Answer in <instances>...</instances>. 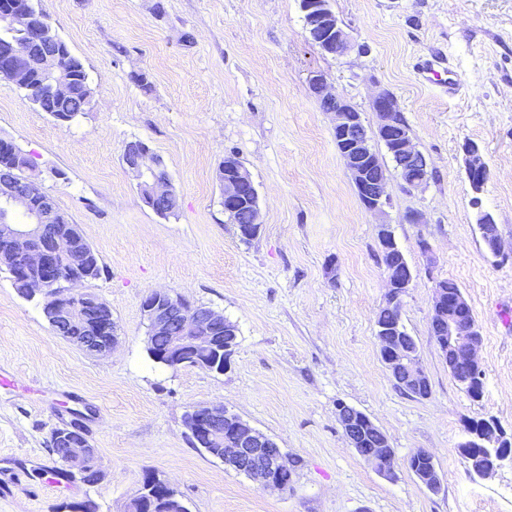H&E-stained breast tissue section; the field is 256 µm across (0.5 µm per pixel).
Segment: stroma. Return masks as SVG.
Wrapping results in <instances>:
<instances>
[{
	"label": "stroma",
	"mask_w": 512,
	"mask_h": 512,
	"mask_svg": "<svg viewBox=\"0 0 512 512\" xmlns=\"http://www.w3.org/2000/svg\"><path fill=\"white\" fill-rule=\"evenodd\" d=\"M331 3L357 46L343 56L308 40L299 0H41L84 62L95 106L62 124L2 78L0 138L34 158L44 189L98 252L105 272L84 290L111 308L118 343L108 357L85 354L0 269V376L9 380L0 386V512L83 503L126 512L148 476L169 484L188 512H512V465L482 478L458 451L471 421L512 432V257L491 254L477 224L489 213L512 248V0ZM436 50L460 78L456 96L412 71L417 55ZM315 73L371 130L373 96L393 94L429 161L427 184L409 190L375 145L389 179L385 219L414 269L402 319L431 384L427 398L396 388L381 359L375 320L387 288L376 218L310 87ZM135 138L163 159L177 216L149 209L123 165ZM469 142L490 171L478 193L465 173ZM228 152L259 194L260 230L246 242L222 204ZM416 211L425 223H409ZM441 278L458 284L482 336L478 400L453 380L430 333ZM152 290L237 325L224 372L149 357L141 305ZM209 402L299 460L287 491L264 489L193 446L184 416ZM341 402L386 432L395 480L350 447L336 419ZM76 417L97 450L101 479L92 485L58 480L62 464L49 447L54 429ZM418 449L437 462L439 492L406 467Z\"/></svg>",
	"instance_id": "stroma-1"
}]
</instances>
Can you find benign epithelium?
Masks as SVG:
<instances>
[{
  "mask_svg": "<svg viewBox=\"0 0 512 512\" xmlns=\"http://www.w3.org/2000/svg\"><path fill=\"white\" fill-rule=\"evenodd\" d=\"M304 14L305 29L313 43L322 50L343 56L352 44L348 33L331 7V0H300ZM32 0H0V26L8 29L25 28L27 39L6 41L0 44V72L27 75V64L34 50H39L44 64L51 63L63 52L62 45L35 21ZM310 86L319 98L331 103L326 112L332 116V132L335 140L346 144L342 161L349 173L354 189L365 208L378 217L386 215L389 201L387 192V169L374 150V140L387 145L396 163L404 169L400 176L408 188H418L428 181L429 166L425 154L413 143L410 133L392 135L396 114L400 112L395 97L388 91L378 92L372 101L377 116L376 130L368 132L358 122L347 101L332 93L325 75L310 77ZM125 152L135 154L127 163L128 170L139 180V187L163 206L173 204L172 185L168 179L155 176L159 161L148 151L136 149V142L126 145ZM466 175L476 191L488 179L489 170L479 148L471 146L466 154ZM223 186V203L227 211L242 203L255 184L250 172L241 167L230 176L219 174ZM17 213L23 214L25 222L13 220ZM0 242L13 248L17 273L27 282L31 293L49 296L59 281H64L68 295L55 301L57 322H70L77 318L72 302L87 296L78 291L90 281L87 256L81 239L72 234H60L55 229L60 215L54 199L42 194L35 196L31 187L12 183L0 184ZM481 234L486 248L495 256L503 254L502 243L496 225L482 220ZM64 256L72 257V265L65 276H60L58 261ZM389 293L383 303L385 307L400 305L401 297L410 287L414 271L410 265L400 263L386 268ZM463 294L447 296L439 288L433 289L432 320L444 332L434 337L443 359H452L461 370L478 367L477 352L481 341L474 336L475 327L461 324L458 311L464 306ZM148 322V338L162 336L167 349L161 358L171 368L183 365V355L191 351L199 365L211 366L209 357L224 352V366H229L234 351V328L224 330L219 336L215 324L224 323V315L210 307L201 310L163 291L149 292L142 302ZM376 335L381 343L382 361L403 383L416 386L427 377L420 361L417 347L402 338L399 325L376 324ZM107 336L103 342L100 337ZM117 336L108 327L99 329L97 336L82 337L77 347L87 354L102 357L112 351ZM338 422L352 448L382 477H395V458L387 457L385 447L389 445L386 433L365 413L349 404L338 408ZM185 426L192 437L202 438L201 447L210 456L221 460L228 467H235L270 490L284 491L288 487L287 476L292 467L284 460L278 443L269 435L229 413L221 404H203L192 408L185 416ZM370 427L380 442L378 448L362 446L364 428ZM64 433L54 436L50 447L61 450L72 465L88 470L94 481H99L100 472L96 464L97 449L87 437L83 424L73 419L63 426ZM467 439L459 451L471 463L472 471L487 477L504 464H512V435L507 434L493 420L470 423L466 429Z\"/></svg>",
  "mask_w": 512,
  "mask_h": 512,
  "instance_id": "benign-epithelium-1",
  "label": "benign epithelium"
}]
</instances>
